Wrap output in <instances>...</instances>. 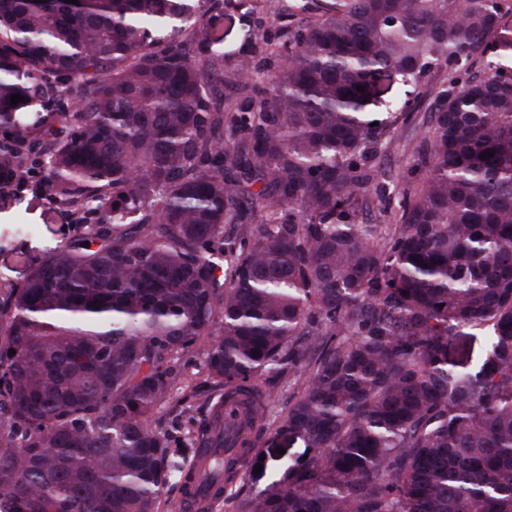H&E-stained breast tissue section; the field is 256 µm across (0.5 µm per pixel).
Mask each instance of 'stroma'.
Listing matches in <instances>:
<instances>
[{
    "mask_svg": "<svg viewBox=\"0 0 512 512\" xmlns=\"http://www.w3.org/2000/svg\"><path fill=\"white\" fill-rule=\"evenodd\" d=\"M256 8L253 13L244 11L225 12L224 14V48L228 57L225 68L239 67L247 63L258 66L261 57L277 61L281 49L279 32L291 25V18L282 16L284 0H254ZM507 28L504 41L495 42L486 53L459 66L456 76L459 79L483 78L488 63L499 64L503 71L512 74V13L504 19ZM262 26L270 37V45L265 54L254 53L251 46L244 42L243 35L253 26ZM430 98L427 94L411 98L408 106L409 119L399 125L394 140L385 156L384 166L390 170L397 186L392 192L391 203H398L401 188L421 182L424 170L410 169L407 160L415 147L430 130L432 114L429 108ZM12 224H24L29 229L28 235L16 239L12 244L0 248V274H5L9 281L19 283L29 272L28 258L41 254L42 250L59 243L68 226L62 210L50 204L37 184L24 187L20 203H6L0 206V229ZM204 379V354L196 352L189 357L182 375L173 387L169 400L159 406L151 418L157 429L174 435L182 434L189 417H201L207 414L214 401L212 392L191 393L192 385ZM267 391L266 418L258 425L255 433L256 450H264L275 443L276 430L281 425L289 405L294 401L300 388L298 376L288 373H269L262 378Z\"/></svg>",
    "mask_w": 512,
    "mask_h": 512,
    "instance_id": "stroma-1",
    "label": "stroma"
}]
</instances>
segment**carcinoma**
Returning a JSON list of instances; mask_svg holds the SVG:
<instances>
[{"label":"carcinoma","mask_w":512,"mask_h":512,"mask_svg":"<svg viewBox=\"0 0 512 512\" xmlns=\"http://www.w3.org/2000/svg\"><path fill=\"white\" fill-rule=\"evenodd\" d=\"M250 6L0 0V202L35 178L73 225L0 278V512H162L192 473L150 418L203 344L221 494L225 409L251 449L260 377L304 376L301 455L234 512H512V77L432 86L426 178L391 237L363 221L408 87L484 54L502 0H293L261 87L224 69Z\"/></svg>","instance_id":"1"}]
</instances>
